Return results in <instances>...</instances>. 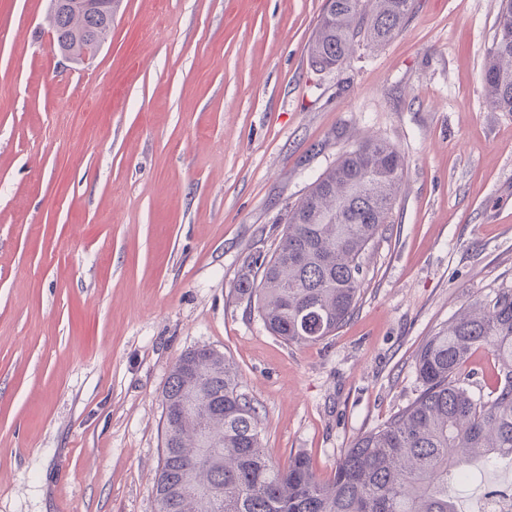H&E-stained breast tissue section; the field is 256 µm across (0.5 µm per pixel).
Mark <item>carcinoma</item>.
<instances>
[{
    "label": "carcinoma",
    "mask_w": 512,
    "mask_h": 512,
    "mask_svg": "<svg viewBox=\"0 0 512 512\" xmlns=\"http://www.w3.org/2000/svg\"><path fill=\"white\" fill-rule=\"evenodd\" d=\"M308 46L323 71L350 60L355 46L378 48L397 35L415 0H329ZM52 0L48 30L61 56L112 31L107 11ZM486 104L512 112V0H501L482 74ZM405 157L383 139L345 151L286 214L280 242L254 259L256 275L236 290L267 329L287 343L336 334L355 309L361 256L390 223ZM494 358L491 390H473L469 356ZM417 397L383 425L360 435L321 480L296 454L275 461L261 443V420L234 364L211 348L173 365L163 395L177 414L165 422L154 485L156 512H461L448 495V475L468 476L478 458L512 461V288L468 304L430 337L416 360ZM206 482L219 495L203 501Z\"/></svg>",
    "instance_id": "carcinoma-1"
}]
</instances>
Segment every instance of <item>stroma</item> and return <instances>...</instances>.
Instances as JSON below:
<instances>
[{"mask_svg":"<svg viewBox=\"0 0 512 512\" xmlns=\"http://www.w3.org/2000/svg\"><path fill=\"white\" fill-rule=\"evenodd\" d=\"M50 0H0V512H156L178 357L237 365L280 464L330 479L422 387L416 357L512 287V112L481 83L500 0H415L399 35L316 71L326 0H122L96 58ZM406 159L356 309L315 344L235 286L287 206L361 138Z\"/></svg>","mask_w":512,"mask_h":512,"instance_id":"35a3bbf8","label":"stroma"}]
</instances>
